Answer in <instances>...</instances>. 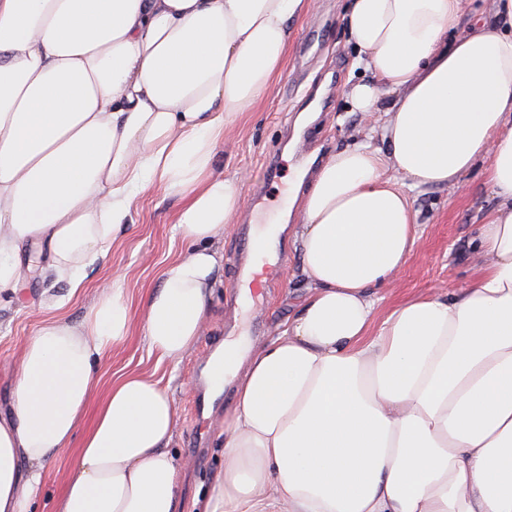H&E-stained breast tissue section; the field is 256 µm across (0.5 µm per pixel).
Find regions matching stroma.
<instances>
[{
    "instance_id": "35a3bbf8",
    "label": "stroma",
    "mask_w": 512,
    "mask_h": 512,
    "mask_svg": "<svg viewBox=\"0 0 512 512\" xmlns=\"http://www.w3.org/2000/svg\"><path fill=\"white\" fill-rule=\"evenodd\" d=\"M347 4L348 0H316L312 11L293 20L284 68L271 90L224 129L217 168L227 177H241L244 204L220 242L224 263L217 270L206 323L191 353L174 367L151 354L145 340V299L158 285L164 266L186 249L174 232L180 200L160 190L148 191L136 199L130 221L113 241L108 259L88 269L85 285L78 291L42 276L48 255L39 244L23 250L22 265L28 273L21 290L0 293V420L13 415L18 354L48 315L42 301L65 298L60 314L77 322L88 312L98 286L118 277L124 283L133 324L124 342L103 361L90 404L98 406L111 382L124 375L160 381L172 394L178 412L170 448L184 470L185 500H192L197 490L209 486L224 461L222 430L235 410L236 382L225 381L224 407L208 420L206 444L201 449L192 444L197 430V390L192 383L199 379L215 341L240 336L263 343L275 339L298 310L308 287L295 241L290 238L286 241L288 266L276 288L261 298V311L226 306L240 225L296 224L297 216L290 213L288 204L296 169L290 137L304 126H311L329 153L365 141L376 148L385 146L378 131L353 111L344 95L348 83L372 78L369 71L353 66L357 51L342 20ZM311 29L324 31V42L318 50L299 55L298 43ZM277 146L282 149L281 177L265 187L260 180L261 167ZM409 196L420 239L394 284L382 291L387 306L426 292L473 284L481 264L473 245L477 228L497 205L481 164L466 174L459 186L419 187L410 190Z\"/></svg>"
}]
</instances>
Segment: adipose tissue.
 Returning a JSON list of instances; mask_svg holds the SVG:
<instances>
[{
    "mask_svg": "<svg viewBox=\"0 0 512 512\" xmlns=\"http://www.w3.org/2000/svg\"><path fill=\"white\" fill-rule=\"evenodd\" d=\"M309 6L0 0V292L24 280L31 242L81 288L136 198L163 190L193 249L149 293L145 337L180 364L242 205L216 169L224 129L270 91ZM467 9L352 0L344 22L372 79L348 95L387 147L320 166L298 206L305 298L275 340L225 345L236 408L201 512H512V0ZM480 163L498 204L476 238L479 278L378 311L417 241L406 186L455 185ZM131 322L114 278L83 320L47 319L28 340L0 422V512H34L69 451L52 512H185L167 389L124 377L82 426L95 364ZM71 455H64L57 459L48 469L41 500L38 504L39 512H50L54 499L60 494L64 479L72 465Z\"/></svg>",
    "mask_w": 512,
    "mask_h": 512,
    "instance_id": "obj_1",
    "label": "adipose tissue"
}]
</instances>
